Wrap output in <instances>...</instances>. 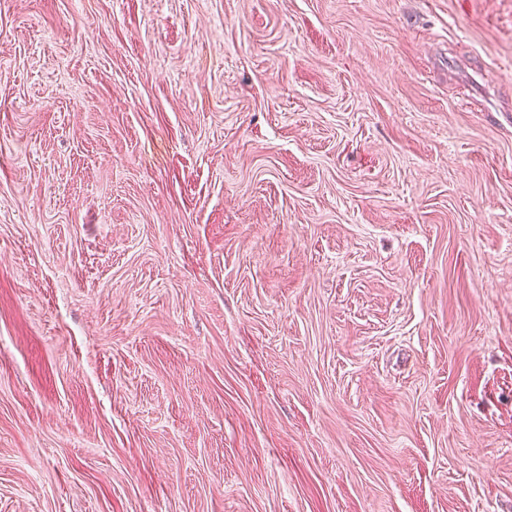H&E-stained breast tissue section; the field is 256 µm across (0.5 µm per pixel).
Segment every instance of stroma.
<instances>
[{"label": "stroma", "instance_id": "1", "mask_svg": "<svg viewBox=\"0 0 512 512\" xmlns=\"http://www.w3.org/2000/svg\"><path fill=\"white\" fill-rule=\"evenodd\" d=\"M0 512H512V0H0Z\"/></svg>", "mask_w": 512, "mask_h": 512}]
</instances>
